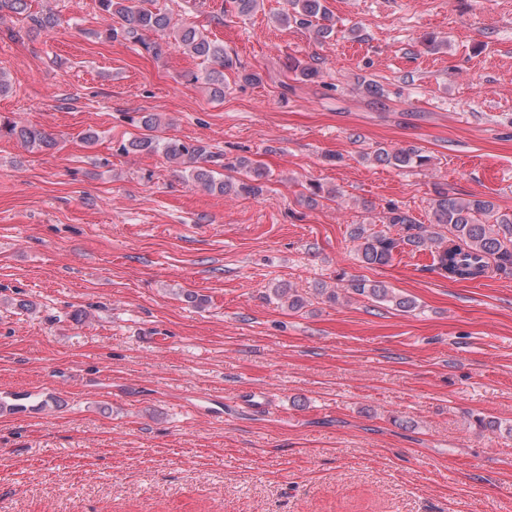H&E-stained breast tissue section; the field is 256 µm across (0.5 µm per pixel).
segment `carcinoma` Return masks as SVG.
I'll list each match as a JSON object with an SVG mask.
<instances>
[{
    "mask_svg": "<svg viewBox=\"0 0 512 512\" xmlns=\"http://www.w3.org/2000/svg\"><path fill=\"white\" fill-rule=\"evenodd\" d=\"M154 0H97L99 11L118 18V24L104 30L103 36L112 41H129L146 52L159 56L168 48L179 49L205 64L203 79L214 97L224 96V67L232 65L224 52V44L211 38L193 23L177 22L166 11L152 7ZM326 0H287L289 8L275 16L281 26L292 23L308 29L318 41L333 34ZM23 15L34 29L57 25V16L50 12H32L28 0H0V15ZM288 71L306 80L319 77L318 69L298 59H288ZM140 126L147 133L121 144L129 153H161L168 162L185 168L195 184L208 192L255 197L263 192L267 172L249 158H227L224 169L236 176L216 177L210 167L215 155L202 143H187L177 138H160L150 131L160 125L158 115L141 116ZM14 138L27 148L43 150L55 145L44 131L0 118V137ZM380 165L401 169L422 167L428 159L411 148L381 147L374 153ZM434 223L418 224L412 216L392 207L386 223L400 228L394 237L383 231H373L362 224L351 230L359 241L361 261L367 265H386L394 253L409 247L411 250H431L434 266L448 278L467 281L485 277L489 271L512 275V215L498 214L494 204L480 196L455 197L441 188L434 199ZM352 290L376 302H390L396 309L409 312L416 308L413 299L401 296L382 283L358 281Z\"/></svg>",
    "mask_w": 512,
    "mask_h": 512,
    "instance_id": "obj_1",
    "label": "carcinoma"
}]
</instances>
